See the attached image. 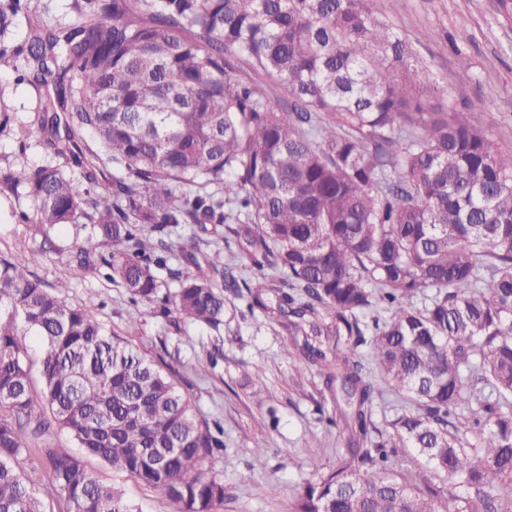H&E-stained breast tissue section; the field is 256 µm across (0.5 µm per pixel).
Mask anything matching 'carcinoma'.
I'll list each match as a JSON object with an SVG mask.
<instances>
[{
	"instance_id": "1",
	"label": "carcinoma",
	"mask_w": 512,
	"mask_h": 512,
	"mask_svg": "<svg viewBox=\"0 0 512 512\" xmlns=\"http://www.w3.org/2000/svg\"><path fill=\"white\" fill-rule=\"evenodd\" d=\"M30 4L0 0V72L21 57L18 81L31 85L78 72L80 83L55 92L66 136L46 105L22 140L42 141L79 175L0 167V192L32 201L17 223L51 248L57 225L80 218L93 232L72 243L52 285L0 254V512H45L43 490L63 512H137L49 442L57 431L175 512L224 504V426L94 310L66 302L70 268L100 264L131 302L175 324L219 328L231 290L250 314L275 312L288 335L306 337L308 362L336 348L328 423L350 439L293 512H512V154L417 86L412 45L381 0H73L64 36L35 18L15 46L7 37ZM239 59L274 78L288 104L235 79ZM82 129L96 141L78 143ZM109 165L124 177L99 191ZM180 224L216 241L234 225L254 276L238 278L218 246L206 275L172 266L197 263L196 244L145 228ZM27 335L41 346L38 395ZM365 343L377 375L413 406L385 433L376 380L354 352ZM35 446L40 489L16 469ZM391 448L414 449L422 471H395Z\"/></svg>"
}]
</instances>
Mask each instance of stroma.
<instances>
[{"label":"stroma","instance_id":"35a3bbf8","mask_svg":"<svg viewBox=\"0 0 512 512\" xmlns=\"http://www.w3.org/2000/svg\"><path fill=\"white\" fill-rule=\"evenodd\" d=\"M394 28L413 40L425 67L424 88H438L444 101L468 112L487 130L498 151L512 153V0H384ZM55 75L34 87L0 72V166L37 167L54 157L31 139L20 143V127L31 125L54 88ZM18 194L0 198V254L53 283L68 260V247L87 236V224L52 229L56 250L18 224L16 212L32 210ZM107 267L75 270L68 302L97 311L108 330L122 334L138 325L131 342L170 370L181 391L208 420L224 426L225 450L216 471L226 497L218 512H291L297 493L317 474L335 467L343 439L328 424L336 405L324 386L320 367L287 354L289 336L277 321L251 316L244 301L228 297L224 324L212 329L192 323L171 325L153 305L131 303L123 288L107 278ZM222 352L207 375L196 371L210 353ZM264 368L265 385L255 391L246 375ZM263 450H256V439ZM317 455H310L311 447ZM87 467L106 483L120 486L142 512H174L159 492L115 473L107 463L86 458Z\"/></svg>","mask_w":512,"mask_h":512}]
</instances>
